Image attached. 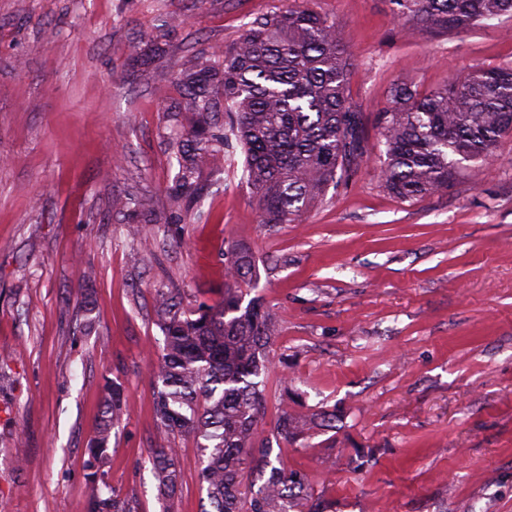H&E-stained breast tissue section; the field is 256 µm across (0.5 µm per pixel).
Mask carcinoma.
<instances>
[{
	"mask_svg": "<svg viewBox=\"0 0 512 512\" xmlns=\"http://www.w3.org/2000/svg\"><path fill=\"white\" fill-rule=\"evenodd\" d=\"M393 13L432 27L468 30L512 15V0H390ZM186 115L170 140L178 166L175 204L200 202L197 159L224 162L238 144L243 173L265 224L292 222L369 153L359 113L347 93L345 49L336 24L309 10H288L252 22L233 43L191 60L178 77ZM224 113L227 121H218ZM384 187L402 199L448 188L493 158L512 134V67L479 68L422 94L395 86L381 112ZM129 196L110 208L131 216L125 237L138 249L155 241ZM255 274L248 256L228 266V285L213 305L187 311L178 290L157 288L156 325L163 345L151 368L156 424L163 442L151 449L159 494L180 485L176 438L194 435L205 453L203 512H320L303 477L271 460L273 444L305 438V424L283 410L265 428L269 345L278 332L273 308L255 296L243 303L235 284ZM123 406L121 384L107 381L96 436L87 451V512H132L107 491L106 452Z\"/></svg>",
	"mask_w": 512,
	"mask_h": 512,
	"instance_id": "carcinoma-1",
	"label": "carcinoma"
}]
</instances>
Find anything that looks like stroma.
I'll list each match as a JSON object with an SVG mask.
<instances>
[{
  "instance_id": "stroma-1",
  "label": "stroma",
  "mask_w": 512,
  "mask_h": 512,
  "mask_svg": "<svg viewBox=\"0 0 512 512\" xmlns=\"http://www.w3.org/2000/svg\"><path fill=\"white\" fill-rule=\"evenodd\" d=\"M305 8L336 25L368 156L290 224L263 223L240 153L203 161L206 199L182 214L176 75L256 19ZM511 65L507 15L460 32L397 19L389 0H0V512H86L109 379L125 394L113 495L132 512H200L195 437L176 440L174 500L151 474L153 295L214 304L238 253L257 271L242 290L279 323L265 420L285 409L307 424L280 453L320 512H512V136L413 200L382 185L377 149L393 86L427 93ZM128 192L157 220L138 254L109 209ZM89 267L87 334L68 307Z\"/></svg>"
}]
</instances>
